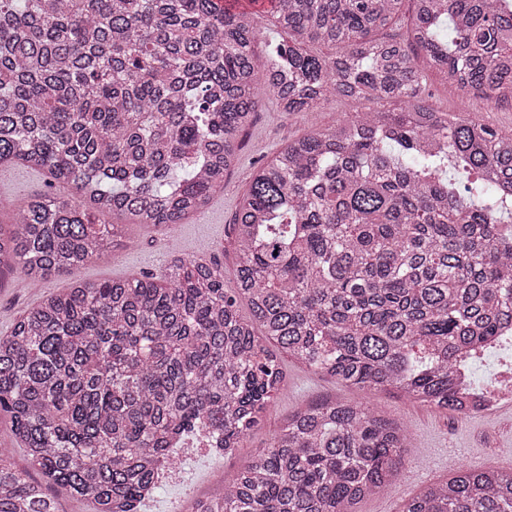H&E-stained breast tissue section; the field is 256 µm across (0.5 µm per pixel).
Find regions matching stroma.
<instances>
[{"label": "stroma", "instance_id": "obj_1", "mask_svg": "<svg viewBox=\"0 0 512 512\" xmlns=\"http://www.w3.org/2000/svg\"><path fill=\"white\" fill-rule=\"evenodd\" d=\"M426 97L441 112H456L492 127L512 125V104L490 105L466 98L429 74ZM368 101L333 99L314 112H281L272 97H265L242 135L235 166L226 174L224 189L215 193L208 206L184 223L163 232L131 226L126 230L131 243L115 248L109 257L82 268L77 275L60 273L38 285H27L16 273L0 276V335H6L15 319L48 294L70 286L73 279L101 281L159 273L176 258H204L221 263L224 287L237 286L236 260L231 245V224L242 200L248 177L261 162L270 160L288 141L328 128L343 115L364 112ZM42 173L23 166L0 168V222L9 223L16 200L50 193ZM284 380L268 408L263 424L243 441L235 457L224 462L225 476L242 470L269 443L288 413L297 407L327 398L360 399L358 390L337 384L327 375L282 360ZM371 399L386 416L402 421L414 436L406 452V464L397 484L385 493L363 500L359 512H401L404 502L419 494L433 476L448 475L452 463L473 470L512 468V408L492 415L462 418L438 412L394 393H375Z\"/></svg>", "mask_w": 512, "mask_h": 512}]
</instances>
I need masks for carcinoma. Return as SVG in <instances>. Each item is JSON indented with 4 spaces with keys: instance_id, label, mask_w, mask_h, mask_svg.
<instances>
[{
    "instance_id": "carcinoma-1",
    "label": "carcinoma",
    "mask_w": 512,
    "mask_h": 512,
    "mask_svg": "<svg viewBox=\"0 0 512 512\" xmlns=\"http://www.w3.org/2000/svg\"><path fill=\"white\" fill-rule=\"evenodd\" d=\"M405 1L407 36L385 34ZM269 2L0 0V162L71 188L20 200L0 226V272L29 284L106 256L124 238L114 215L163 231L199 210L263 95L288 113L378 104L249 175L231 227L237 294L220 263L178 258L77 279L19 315L0 336V412L41 479L0 448V512H58L56 488L94 512H140L175 436L206 423L233 451L261 425L280 354L461 412L458 353L512 312V129L423 93L430 69L512 102V0ZM265 21L282 41L261 65ZM411 441L366 401L316 402L197 512H358L396 484ZM451 472L402 512H512V471Z\"/></svg>"
}]
</instances>
